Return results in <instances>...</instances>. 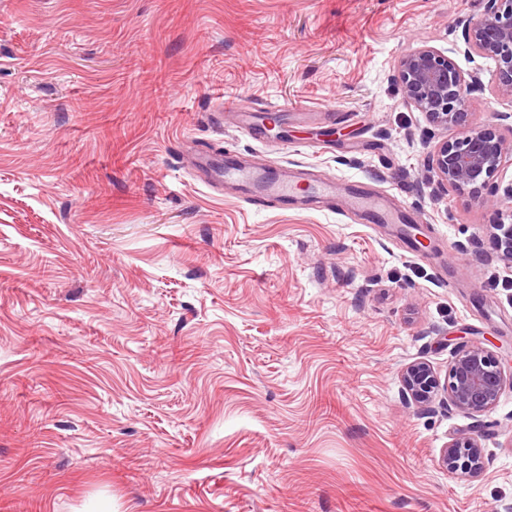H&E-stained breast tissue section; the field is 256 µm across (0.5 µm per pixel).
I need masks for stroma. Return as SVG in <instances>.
I'll list each match as a JSON object with an SVG mask.
<instances>
[{"label":"stroma","instance_id":"35a3bbf8","mask_svg":"<svg viewBox=\"0 0 512 512\" xmlns=\"http://www.w3.org/2000/svg\"><path fill=\"white\" fill-rule=\"evenodd\" d=\"M484 0H0V512H504L512 387L474 419L409 403L458 340L512 370L496 207L438 190L457 137L408 105L428 45L512 134ZM224 67L223 85L211 77ZM283 109L261 138L220 99ZM384 191L404 225L216 193L194 156ZM456 289H449V280ZM482 445L463 481L450 435ZM440 462L448 473L463 480L476 478L485 469L481 443L469 434L451 435L442 450Z\"/></svg>","mask_w":512,"mask_h":512}]
</instances>
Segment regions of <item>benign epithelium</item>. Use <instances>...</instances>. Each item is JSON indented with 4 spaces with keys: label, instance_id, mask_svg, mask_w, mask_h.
<instances>
[{
    "label": "benign epithelium",
    "instance_id": "1",
    "mask_svg": "<svg viewBox=\"0 0 512 512\" xmlns=\"http://www.w3.org/2000/svg\"><path fill=\"white\" fill-rule=\"evenodd\" d=\"M462 36L468 50L494 60L496 83L493 93L512 99V0H485L483 15L463 18ZM399 79L405 101L423 112L436 125L457 127L461 136L440 143L430 167L436 185L483 201L496 197L493 179L506 159H512V138L486 126L469 123L472 95L483 89L476 74L465 75L436 49L422 45L399 62ZM500 198L498 223L491 226V239L501 260L512 266V184ZM408 400L418 407L432 406L440 394L456 410L479 416L493 410L506 384L500 361L481 345H462L440 382L425 361H414L401 372ZM440 462L454 477L469 480L485 469L479 440L469 434H453L442 450Z\"/></svg>",
    "mask_w": 512,
    "mask_h": 512
}]
</instances>
